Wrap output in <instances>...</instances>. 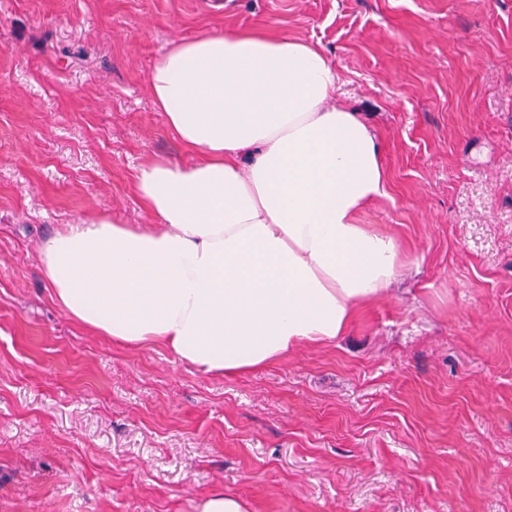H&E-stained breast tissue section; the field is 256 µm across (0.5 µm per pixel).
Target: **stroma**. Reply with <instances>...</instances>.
<instances>
[{
  "instance_id": "1",
  "label": "stroma",
  "mask_w": 512,
  "mask_h": 512,
  "mask_svg": "<svg viewBox=\"0 0 512 512\" xmlns=\"http://www.w3.org/2000/svg\"><path fill=\"white\" fill-rule=\"evenodd\" d=\"M318 45L382 136L358 216L410 256L346 336L235 376L77 325L43 240L155 218L139 163L190 165L148 91L172 43ZM512 512V0H0V512ZM194 512H250L240 497L223 489L210 491L199 497L193 505Z\"/></svg>"
}]
</instances>
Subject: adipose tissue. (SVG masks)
I'll use <instances>...</instances> for the list:
<instances>
[{"label":"adipose tissue","instance_id":"adipose-tissue-1","mask_svg":"<svg viewBox=\"0 0 512 512\" xmlns=\"http://www.w3.org/2000/svg\"><path fill=\"white\" fill-rule=\"evenodd\" d=\"M337 82L322 49L298 38L227 30L172 42L149 92L199 158L139 165L154 224L101 215L45 241L56 302L96 335L163 345L212 375L344 336L409 259L356 221L385 170L370 124L336 106Z\"/></svg>","mask_w":512,"mask_h":512}]
</instances>
